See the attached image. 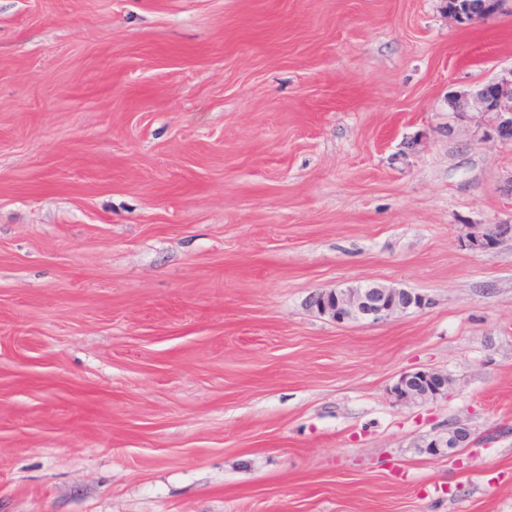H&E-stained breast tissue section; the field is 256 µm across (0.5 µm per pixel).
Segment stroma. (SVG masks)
Masks as SVG:
<instances>
[{
	"mask_svg": "<svg viewBox=\"0 0 512 512\" xmlns=\"http://www.w3.org/2000/svg\"><path fill=\"white\" fill-rule=\"evenodd\" d=\"M509 75L512 0H0V512H512ZM454 112L467 113L470 107L480 112H512V75L510 79L501 78L489 82L478 89L472 96V102L467 99H454L451 102ZM511 235L512 237V225L511 224H497L492 229L474 234L469 236V245L474 249L487 251L491 248L495 240L498 237ZM310 305L336 323L371 319L383 321L426 305V298L403 288L386 286L350 287L321 290L310 298ZM448 375L434 370H418L403 374L389 389L397 405L419 404L444 395L448 391ZM470 428L460 421L448 427L446 433L430 435L422 441V448H426L430 455H451L459 448H466L472 442Z\"/></svg>",
	"mask_w": 512,
	"mask_h": 512,
	"instance_id": "stroma-1",
	"label": "stroma"
}]
</instances>
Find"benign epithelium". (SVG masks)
Instances as JSON below:
<instances>
[{"label":"benign epithelium","mask_w":512,"mask_h":512,"mask_svg":"<svg viewBox=\"0 0 512 512\" xmlns=\"http://www.w3.org/2000/svg\"><path fill=\"white\" fill-rule=\"evenodd\" d=\"M472 6L459 13L466 19L490 18L495 15V0H469ZM455 112L463 114L473 107L481 112H512V78L489 82L478 89L472 100L465 98L451 102ZM512 235L511 224H497L492 229L469 236V245L486 251L501 236ZM311 307L329 316L337 323L371 319L383 321L411 308L426 305V298L403 288L386 286L350 287L321 290L310 298ZM448 375L434 370H418L403 374L389 389L392 402L397 405L419 404L441 396L448 391ZM470 428L458 421L445 433L430 435L422 447L433 456L451 455L471 443Z\"/></svg>","instance_id":"benign-epithelium-1"}]
</instances>
